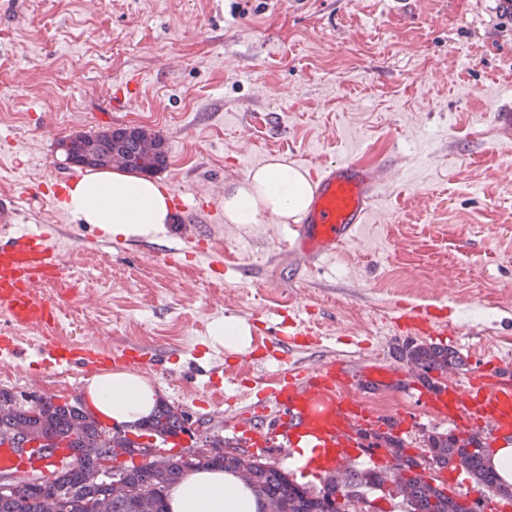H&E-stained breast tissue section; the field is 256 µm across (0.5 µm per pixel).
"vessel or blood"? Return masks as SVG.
Masks as SVG:
<instances>
[{"instance_id":"vessel-or-blood-1","label":"vessel or blood","mask_w":512,"mask_h":512,"mask_svg":"<svg viewBox=\"0 0 512 512\" xmlns=\"http://www.w3.org/2000/svg\"><path fill=\"white\" fill-rule=\"evenodd\" d=\"M386 164L376 166L340 160L325 166L315 176L314 194L308 212L295 228L291 252L317 261L356 241L372 211L379 187L385 181ZM18 209L12 198L0 197V310L20 326H40L50 317L49 306L36 290L41 280H56L64 265L49 241L54 228L37 226L17 231ZM400 319L419 334L434 333L429 312L410 308ZM350 382L348 366L341 361L314 368H299L288 378L268 387L266 399L285 415L273 432L285 445L304 435L321 447H361L357 427L370 419L359 402L345 392ZM428 405L460 427L484 429V441L495 446L512 442V378L505 375L470 373L462 385L425 391Z\"/></svg>"}]
</instances>
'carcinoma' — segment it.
Segmentation results:
<instances>
[{
	"instance_id": "carcinoma-1",
	"label": "carcinoma",
	"mask_w": 512,
	"mask_h": 512,
	"mask_svg": "<svg viewBox=\"0 0 512 512\" xmlns=\"http://www.w3.org/2000/svg\"><path fill=\"white\" fill-rule=\"evenodd\" d=\"M150 136L162 147L161 156L144 159L140 156L139 146L132 136L125 135V129H106L98 132L79 133L78 139L93 140L96 164L103 167L111 163L114 140L123 141V154L129 157L130 171L154 174L167 166L166 140L157 131H149ZM402 357L408 359L419 374L446 371L462 365L459 357L445 347L434 344L406 345L400 349ZM184 413L173 412L164 404L144 429L150 435L167 437L180 427ZM40 432L57 438L64 447L79 454L82 449L97 444L107 449V455L93 458L78 457L72 468L61 472L57 489L62 491L69 505V512H97L94 499V475L104 462H109L129 470L128 476L139 492L147 494L153 500L154 512H166L165 499L169 488L183 481L189 474L180 458L164 471L151 470L146 465L136 466L133 460L120 461L112 454L114 448H130L132 441L126 433L110 431L101 426L83 409L69 403H56L50 397H43L40 402L20 403L10 393L0 391V436L5 434ZM390 448L394 465L404 467L410 461L406 449L398 439L384 437ZM426 456L436 468L457 469L464 465L477 484L484 489L497 492L512 499V489L498 481L486 463V447L474 449V441L463 438L450 431L446 434H433L426 440ZM255 482L252 488L259 501L276 500L283 505V512H350V506L361 499L347 495L343 502L331 499V492L324 487L317 492L294 482L278 468L263 462L260 458L250 457ZM242 460L234 456H215L198 462L196 468L218 465L234 471ZM408 497L404 498L407 512H466L460 498L444 495L432 487L427 480L415 475L406 482ZM0 512H38V506L30 496H21L12 500H0Z\"/></svg>"
}]
</instances>
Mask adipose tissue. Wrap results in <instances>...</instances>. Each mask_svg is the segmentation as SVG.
<instances>
[{
    "mask_svg": "<svg viewBox=\"0 0 512 512\" xmlns=\"http://www.w3.org/2000/svg\"><path fill=\"white\" fill-rule=\"evenodd\" d=\"M313 187L307 172L274 158L250 170L224 191V220L229 224H286L299 221L310 206ZM61 205L80 222L112 239L167 236L172 195L160 181L117 170L82 174L67 185ZM85 408L115 429L136 430L156 412L157 388L134 371H103L83 390ZM168 512H258L260 503L230 470L192 472L167 494Z\"/></svg>",
    "mask_w": 512,
    "mask_h": 512,
    "instance_id": "1",
    "label": "adipose tissue"
}]
</instances>
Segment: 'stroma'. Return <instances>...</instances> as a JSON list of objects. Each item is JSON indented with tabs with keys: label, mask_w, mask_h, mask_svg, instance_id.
<instances>
[{
	"label": "stroma",
	"mask_w": 512,
	"mask_h": 512,
	"mask_svg": "<svg viewBox=\"0 0 512 512\" xmlns=\"http://www.w3.org/2000/svg\"><path fill=\"white\" fill-rule=\"evenodd\" d=\"M132 76L136 98L112 110ZM509 100L512 21L487 0H0V193L21 227L63 226L65 266L39 290L60 309L53 323L19 327L0 311V335L18 345L0 360V389L72 401L86 376L75 363L44 369L43 343L130 344L204 435L288 473L281 438L254 446L225 421L263 397L264 381L335 356L371 428L398 421L421 451L453 423L415 385L370 384L364 368H407L404 303L438 309L435 344L457 343L462 369L435 382L512 368V137L495 123ZM129 126L164 135L159 177L186 207L166 240L83 250L103 234L58 206L56 175L81 169L57 142ZM272 157L310 173L345 158L395 166L359 238L311 265L289 253V225L224 221L225 186ZM188 237L201 249L168 265L165 248ZM227 316L251 325L249 353L212 341ZM296 318L309 341L276 345Z\"/></svg>",
	"instance_id": "35a3bbf8"
}]
</instances>
